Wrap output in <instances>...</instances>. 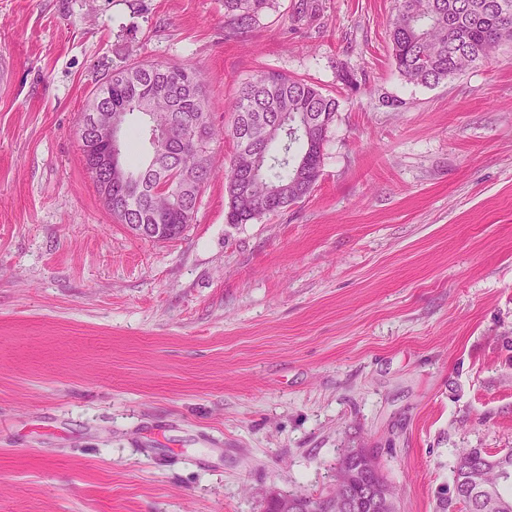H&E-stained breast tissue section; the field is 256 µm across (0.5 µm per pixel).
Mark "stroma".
Returning a JSON list of instances; mask_svg holds the SVG:
<instances>
[{
  "instance_id": "stroma-1",
  "label": "stroma",
  "mask_w": 512,
  "mask_h": 512,
  "mask_svg": "<svg viewBox=\"0 0 512 512\" xmlns=\"http://www.w3.org/2000/svg\"><path fill=\"white\" fill-rule=\"evenodd\" d=\"M0 0V512H264L375 448L400 512L457 453L512 449V44L434 86L392 61L395 0ZM187 64L216 125L277 70L338 97L312 193L135 237L78 124L113 69ZM357 90L343 88L340 67ZM273 0H224V19L233 29L252 28L273 6Z\"/></svg>"
}]
</instances>
